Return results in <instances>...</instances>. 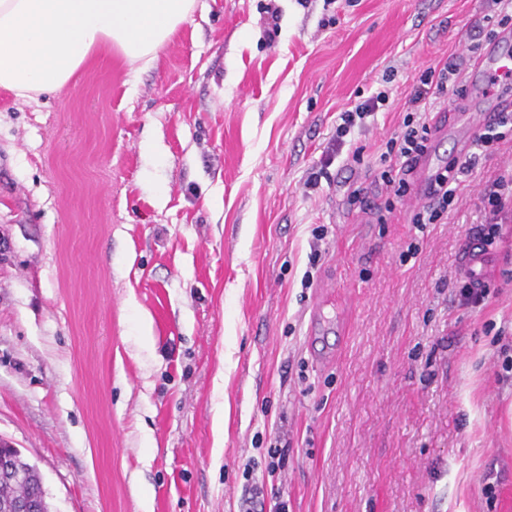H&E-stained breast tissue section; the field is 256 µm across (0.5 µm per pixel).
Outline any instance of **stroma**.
<instances>
[{"label":"stroma","mask_w":512,"mask_h":512,"mask_svg":"<svg viewBox=\"0 0 512 512\" xmlns=\"http://www.w3.org/2000/svg\"><path fill=\"white\" fill-rule=\"evenodd\" d=\"M480 12L195 0L150 68L116 53L32 101L0 88V444L50 512H140L143 492L153 512H512V219L485 303L460 301L512 142L443 224L381 178L416 77ZM384 83L389 109L324 165L339 112ZM494 103L471 82L437 114L436 166Z\"/></svg>","instance_id":"stroma-1"}]
</instances>
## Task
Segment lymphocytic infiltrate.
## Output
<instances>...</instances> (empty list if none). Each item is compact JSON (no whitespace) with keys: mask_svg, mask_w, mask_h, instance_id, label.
Returning a JSON list of instances; mask_svg holds the SVG:
<instances>
[{"mask_svg":"<svg viewBox=\"0 0 512 512\" xmlns=\"http://www.w3.org/2000/svg\"><path fill=\"white\" fill-rule=\"evenodd\" d=\"M483 16L471 22L470 44L466 52L456 55L436 66L426 68L418 76L413 90L405 102L406 115L399 132L386 143L382 158L395 162L396 172H384L387 186L395 197H404L409 189L408 177L419 159L428 151L435 126L431 114L441 99L448 96L463 97L466 93V75L483 43L494 42L501 31L512 30V0H482ZM388 91L381 90L353 108L341 112L340 122L331 138L332 150H340L354 127L364 126L367 117L389 104ZM469 160L455 158L436 171L427 196L429 203L417 212L413 221L419 225L435 224L457 200L461 174L468 171ZM485 222L477 235L479 248H486L502 235L503 216L512 206V170L494 179L492 188L482 199Z\"/></svg>","mask_w":512,"mask_h":512,"instance_id":"lymphocytic-infiltrate-1","label":"lymphocytic infiltrate"}]
</instances>
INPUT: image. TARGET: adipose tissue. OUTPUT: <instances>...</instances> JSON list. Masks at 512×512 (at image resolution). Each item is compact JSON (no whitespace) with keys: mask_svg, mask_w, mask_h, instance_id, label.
Returning a JSON list of instances; mask_svg holds the SVG:
<instances>
[{"mask_svg":"<svg viewBox=\"0 0 512 512\" xmlns=\"http://www.w3.org/2000/svg\"><path fill=\"white\" fill-rule=\"evenodd\" d=\"M195 0H0V88L22 100L68 84L101 51L151 67Z\"/></svg>","mask_w":512,"mask_h":512,"instance_id":"obj_1","label":"adipose tissue"}]
</instances>
